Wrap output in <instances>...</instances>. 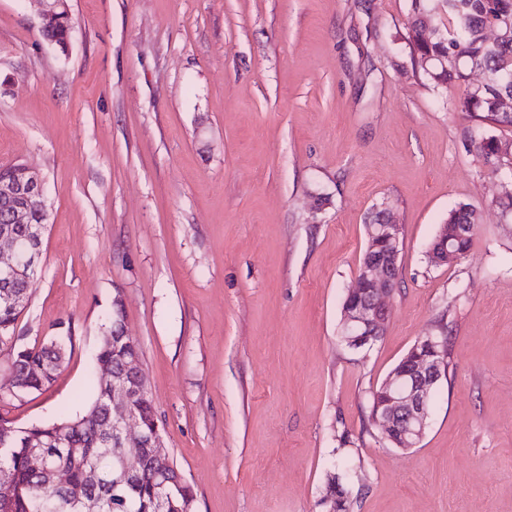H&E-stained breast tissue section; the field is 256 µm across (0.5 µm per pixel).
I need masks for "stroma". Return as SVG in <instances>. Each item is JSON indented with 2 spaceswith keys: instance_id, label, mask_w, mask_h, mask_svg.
<instances>
[{
  "instance_id": "stroma-1",
  "label": "stroma",
  "mask_w": 512,
  "mask_h": 512,
  "mask_svg": "<svg viewBox=\"0 0 512 512\" xmlns=\"http://www.w3.org/2000/svg\"><path fill=\"white\" fill-rule=\"evenodd\" d=\"M411 0H69L68 53L35 0H0V164L45 179L48 230L26 344L71 342L54 380L8 392L17 425L82 413L122 294L125 325L194 512H512V176L472 138L512 140L413 72ZM388 204L403 228L384 334L343 341L342 302ZM480 215L461 260L426 251ZM448 376L408 451L371 395L422 337ZM509 144L512 145L511 140H503L494 135L483 136L474 141V150L482 167L490 173H497L505 165L512 170V159L509 161L500 156L502 147ZM446 224H467L469 229L465 237L458 239L457 237L463 235V231L459 226H456L454 230L450 231L449 234L452 237L449 238L447 225L439 229L437 233L439 237L435 242L434 240L432 241L429 248L433 262L439 265L448 264V262L451 263L464 257L465 253L471 248L479 220L476 212L471 209L469 205L461 204L449 214ZM455 239H457L455 242L456 247L460 252L455 249L453 244Z\"/></svg>"
}]
</instances>
